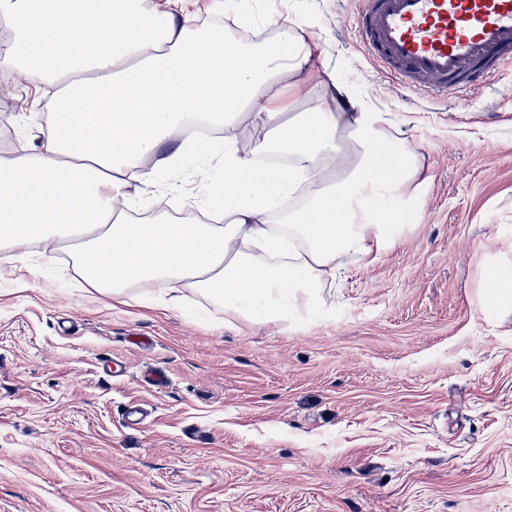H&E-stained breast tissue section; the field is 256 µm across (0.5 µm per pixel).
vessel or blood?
<instances>
[{
	"label": "vessel or blood",
	"mask_w": 512,
	"mask_h": 512,
	"mask_svg": "<svg viewBox=\"0 0 512 512\" xmlns=\"http://www.w3.org/2000/svg\"><path fill=\"white\" fill-rule=\"evenodd\" d=\"M359 41L401 83L461 91L512 58V0H363Z\"/></svg>",
	"instance_id": "1"
}]
</instances>
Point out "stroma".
<instances>
[{
    "instance_id": "35a3bbf8",
    "label": "stroma",
    "mask_w": 512,
    "mask_h": 512,
    "mask_svg": "<svg viewBox=\"0 0 512 512\" xmlns=\"http://www.w3.org/2000/svg\"><path fill=\"white\" fill-rule=\"evenodd\" d=\"M359 3L184 7L311 25L320 64L413 138L415 217L280 327L0 259V512H512V295L486 286L512 266V62L445 97L403 87L360 45ZM30 88L0 94V144L40 143Z\"/></svg>"
}]
</instances>
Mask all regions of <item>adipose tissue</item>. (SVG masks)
I'll use <instances>...</instances> for the list:
<instances>
[{
	"label": "adipose tissue",
	"mask_w": 512,
	"mask_h": 512,
	"mask_svg": "<svg viewBox=\"0 0 512 512\" xmlns=\"http://www.w3.org/2000/svg\"><path fill=\"white\" fill-rule=\"evenodd\" d=\"M181 3L0 0V87L25 78L29 113L52 119L40 146L0 150V250L19 265L35 245L69 253L84 285L126 303L153 282L281 325L342 258L390 241L424 182L416 146L337 71L314 74L308 26L242 44ZM283 79L303 106L290 118L271 95ZM216 161L223 223L133 221ZM294 195L305 205L283 212Z\"/></svg>",
	"instance_id": "adipose-tissue-1"
}]
</instances>
